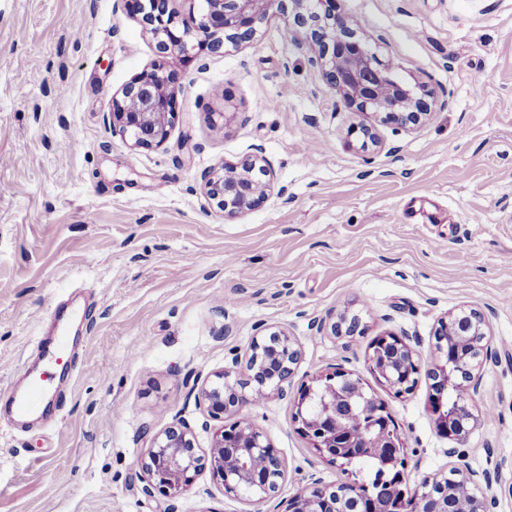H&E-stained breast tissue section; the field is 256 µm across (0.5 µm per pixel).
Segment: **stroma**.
Masks as SVG:
<instances>
[{
	"mask_svg": "<svg viewBox=\"0 0 512 512\" xmlns=\"http://www.w3.org/2000/svg\"><path fill=\"white\" fill-rule=\"evenodd\" d=\"M396 76L434 105L379 145L310 65L282 16L253 44L193 58L175 83L164 144L132 147L112 97L157 59L125 0H0V512H287L289 498L343 475L297 429L289 400L246 408L285 459L277 497L225 493L210 472L183 496L145 494L152 435L187 422L209 447L218 421L197 393L245 357L264 327L295 336L294 387L337 368L384 401L407 447L404 477L501 471L490 512H512V0H328ZM262 148L286 197L233 219L201 175ZM489 316L483 376L494 416L451 443L433 424L427 378L396 396L371 374L378 335L429 362L448 311ZM63 331L76 366L55 377L47 420L16 427L4 403L39 336ZM359 314L344 339L315 320Z\"/></svg>",
	"mask_w": 512,
	"mask_h": 512,
	"instance_id": "1",
	"label": "stroma"
}]
</instances>
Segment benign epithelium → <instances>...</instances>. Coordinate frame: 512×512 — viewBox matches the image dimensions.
Instances as JSON below:
<instances>
[{
    "label": "benign epithelium",
    "instance_id": "7a95c632",
    "mask_svg": "<svg viewBox=\"0 0 512 512\" xmlns=\"http://www.w3.org/2000/svg\"><path fill=\"white\" fill-rule=\"evenodd\" d=\"M170 0H145L140 23L155 41L157 62L112 97V126L135 148L161 145L177 118L175 62L198 51L220 52L226 44H252L258 24L274 11L283 16L312 66L321 70L328 87L355 107L362 120L352 131L376 140L374 122L393 123L406 132L418 129L431 106L422 85L395 79L396 66L365 48L360 28L319 10L322 0H200L193 29H175ZM206 198L224 216L235 218L262 206L271 190V172L262 149L202 175ZM485 314L472 306L450 311L434 333L432 359L426 370L406 337L394 334L374 339L368 361L377 381L397 395L410 392L420 373L430 381V411L438 431L452 441L465 440L478 424L473 412L481 398L482 370L489 357ZM359 316L344 312L329 326V335L363 333ZM302 357L297 339L282 327H269L253 338L250 355L214 374L201 387L198 400L217 420L233 417L217 428L207 449L194 433L175 421L153 435L139 467L145 492L162 488L170 499L181 497L196 475L209 470L226 492L261 503L276 497L285 475V461L267 435L242 414L243 408L290 393L295 368ZM294 397L298 431L329 464L346 471L358 457L383 459L378 486L359 481L333 486L315 484L288 500V512H335L336 498L353 500L363 512H438L434 487L447 475L428 476L404 487L405 438L384 402L367 390L354 373L337 368L318 378ZM462 493L461 512H487L485 489L493 483L487 472L454 469Z\"/></svg>",
    "mask_w": 512,
    "mask_h": 512
}]
</instances>
